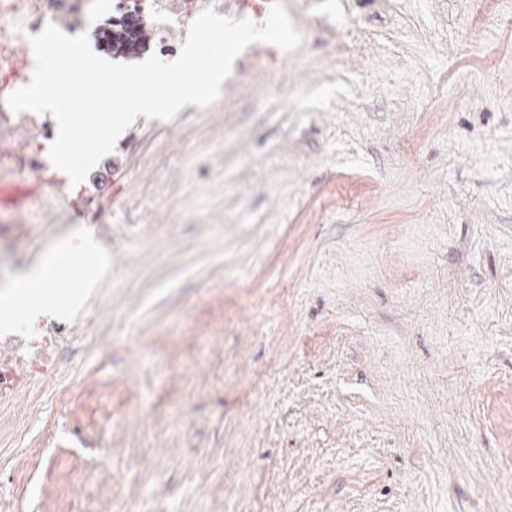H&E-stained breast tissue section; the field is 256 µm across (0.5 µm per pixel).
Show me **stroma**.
Listing matches in <instances>:
<instances>
[{"mask_svg":"<svg viewBox=\"0 0 512 512\" xmlns=\"http://www.w3.org/2000/svg\"><path fill=\"white\" fill-rule=\"evenodd\" d=\"M283 4L297 50L0 209V295L109 256L0 395V512H512V0ZM42 346V351L38 355H35L31 358L30 367L32 372L35 373H44L53 368L54 360H53V352L56 347V338L55 336H40Z\"/></svg>","mask_w":512,"mask_h":512,"instance_id":"35a3bbf8","label":"stroma"}]
</instances>
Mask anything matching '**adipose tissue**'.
<instances>
[{"label":"adipose tissue","mask_w":512,"mask_h":512,"mask_svg":"<svg viewBox=\"0 0 512 512\" xmlns=\"http://www.w3.org/2000/svg\"><path fill=\"white\" fill-rule=\"evenodd\" d=\"M95 254L94 268L84 270L79 280L66 292H59L57 281L63 259L76 258L78 254ZM107 259L99 253L97 244L90 239L72 245L62 239L58 246L40 255L18 278L12 291L0 297V309L7 317L0 324L12 327L15 322L35 324L47 314L62 315L76 305L85 290L92 285L97 269L105 267Z\"/></svg>","instance_id":"adipose-tissue-1"}]
</instances>
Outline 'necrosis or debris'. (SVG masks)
<instances>
[{"label": "necrosis or debris", "instance_id": "1", "mask_svg": "<svg viewBox=\"0 0 512 512\" xmlns=\"http://www.w3.org/2000/svg\"><path fill=\"white\" fill-rule=\"evenodd\" d=\"M96 0H0V171L39 183L50 189L54 181L38 145H17L7 135L16 126H38L37 114L13 111L8 96L18 84L30 79V61H15L11 48L27 43L63 13L91 11ZM201 9L200 0H126L125 13L151 11L163 19L166 28L187 30Z\"/></svg>", "mask_w": 512, "mask_h": 512}]
</instances>
